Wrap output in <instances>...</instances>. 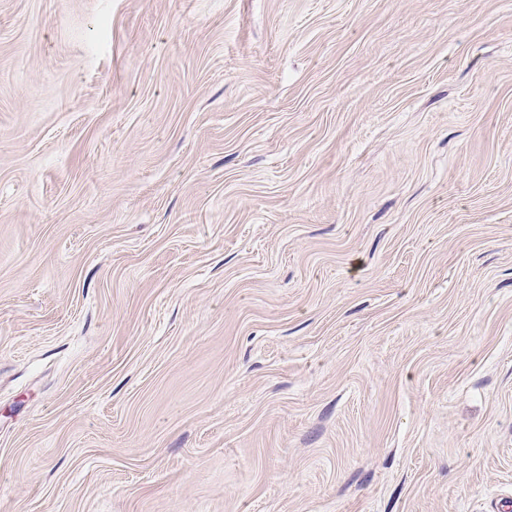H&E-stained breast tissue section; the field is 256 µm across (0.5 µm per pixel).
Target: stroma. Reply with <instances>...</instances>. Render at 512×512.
Listing matches in <instances>:
<instances>
[{
	"label": "stroma",
	"instance_id": "1",
	"mask_svg": "<svg viewBox=\"0 0 512 512\" xmlns=\"http://www.w3.org/2000/svg\"><path fill=\"white\" fill-rule=\"evenodd\" d=\"M0 512H512V0H0Z\"/></svg>",
	"mask_w": 512,
	"mask_h": 512
}]
</instances>
